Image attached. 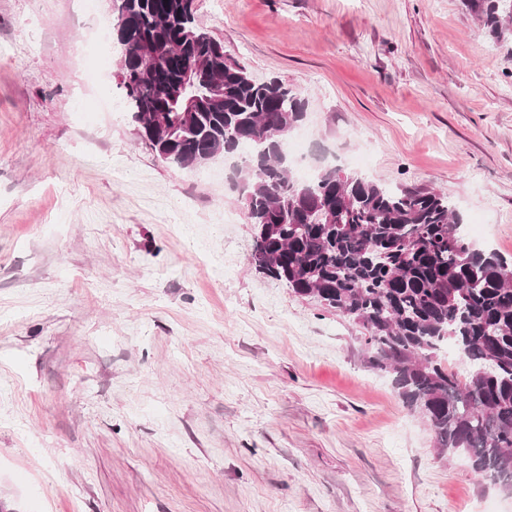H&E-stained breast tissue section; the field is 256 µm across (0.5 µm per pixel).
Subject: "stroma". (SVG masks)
<instances>
[{"instance_id": "35a3bbf8", "label": "stroma", "mask_w": 512, "mask_h": 512, "mask_svg": "<svg viewBox=\"0 0 512 512\" xmlns=\"http://www.w3.org/2000/svg\"><path fill=\"white\" fill-rule=\"evenodd\" d=\"M307 101L310 171L448 192L512 260V37L464 0H194ZM110 0H0V502L8 512H512L439 454L364 330L248 262L235 157L161 161Z\"/></svg>"}]
</instances>
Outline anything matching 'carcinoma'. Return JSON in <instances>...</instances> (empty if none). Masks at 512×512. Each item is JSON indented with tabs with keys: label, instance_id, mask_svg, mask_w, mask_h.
<instances>
[{
	"label": "carcinoma",
	"instance_id": "1",
	"mask_svg": "<svg viewBox=\"0 0 512 512\" xmlns=\"http://www.w3.org/2000/svg\"><path fill=\"white\" fill-rule=\"evenodd\" d=\"M194 0H112L120 87L144 140L180 168L217 146L256 230L249 263L365 330L369 364L474 475L512 491V262L469 241L448 194L339 168L297 178L288 139L306 101L258 82L196 19ZM495 39L512 0H466ZM456 351L452 368L438 359Z\"/></svg>",
	"mask_w": 512,
	"mask_h": 512
}]
</instances>
